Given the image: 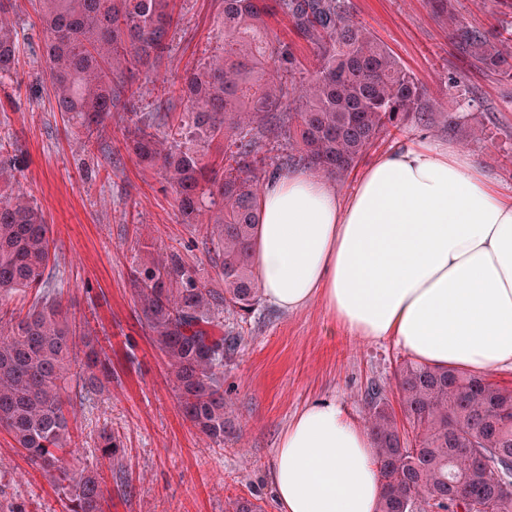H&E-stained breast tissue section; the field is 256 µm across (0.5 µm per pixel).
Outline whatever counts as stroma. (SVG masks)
I'll return each mask as SVG.
<instances>
[{"label": "stroma", "instance_id": "obj_1", "mask_svg": "<svg viewBox=\"0 0 512 512\" xmlns=\"http://www.w3.org/2000/svg\"><path fill=\"white\" fill-rule=\"evenodd\" d=\"M356 17L427 90V124L406 122L381 136L334 187L351 191L362 171L404 140L454 145L499 189L512 191V79L484 70L452 38L454 25L487 33L512 26V0H451V16L430 0H349ZM19 33L17 75L0 85V159L15 160L16 180L42 210L53 239L43 287L0 298V322L58 299L96 349L112 362V382L70 412V470L97 472L105 512H229L247 499L274 512L267 481L280 431L307 402L335 397L363 419L371 384L395 390L404 351L370 343L334 325L319 303L295 313L258 304L248 317L222 312L240 342L224 364V389L239 429L217 444L183 417L167 360L153 342L134 295L141 262L178 253L207 287L222 289L207 249L183 224L175 193L153 167L125 146L127 116L113 113L100 139L57 111L37 58L42 33L33 0H13ZM179 23L156 75L133 79L142 112L178 124L186 102L172 84L185 69L217 53L221 0H177ZM456 87H449V78ZM474 101L465 122L449 126L460 96ZM121 444L117 457L96 448L101 429ZM68 494L0 430V512H68Z\"/></svg>", "mask_w": 512, "mask_h": 512}]
</instances>
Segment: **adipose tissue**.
Here are the masks:
<instances>
[{
  "mask_svg": "<svg viewBox=\"0 0 512 512\" xmlns=\"http://www.w3.org/2000/svg\"><path fill=\"white\" fill-rule=\"evenodd\" d=\"M255 266L282 312L317 301L353 336L422 364L512 369V192L452 148L402 142L345 195L307 170L276 177ZM268 481L275 512H378L382 495L369 435L333 398L289 420Z\"/></svg>",
  "mask_w": 512,
  "mask_h": 512,
  "instance_id": "ef3b65f1",
  "label": "adipose tissue"
}]
</instances>
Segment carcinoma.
Listing matches in <instances>:
<instances>
[{
  "label": "carcinoma",
  "mask_w": 512,
  "mask_h": 512,
  "mask_svg": "<svg viewBox=\"0 0 512 512\" xmlns=\"http://www.w3.org/2000/svg\"><path fill=\"white\" fill-rule=\"evenodd\" d=\"M0 0V81L16 73L18 32ZM42 59L56 109L79 118L88 136L122 109L133 118L128 144L158 167L177 193L182 222L209 242L224 288L206 287L176 253L141 263L132 274L146 327L168 358L185 417L215 443L235 435L226 413L224 360L239 338L224 335L215 312L249 315L260 301L253 264L262 194L257 125L288 136L296 162L326 177L351 170L389 127L425 120L426 89L354 16L349 0H224L218 55L186 70L176 91L188 120L163 134L135 111L128 77L149 71L169 51L173 0H38ZM282 14L312 46L317 64L302 76L287 42L267 19ZM463 50L490 71L512 77V37L491 39L461 27ZM224 143L220 161L207 152ZM51 229L20 192L0 193V294L44 285ZM78 364L76 331L58 300L31 308L0 332V428L31 463L68 483L69 512H104L93 471L64 466L69 408L112 379L109 361L87 356L78 389L67 387ZM400 412L384 392L365 398L364 424L383 485L379 512H512V387L487 377L414 361L395 376ZM415 431L402 438L401 421ZM118 448L112 431L97 449Z\"/></svg>",
  "instance_id": "1"
}]
</instances>
